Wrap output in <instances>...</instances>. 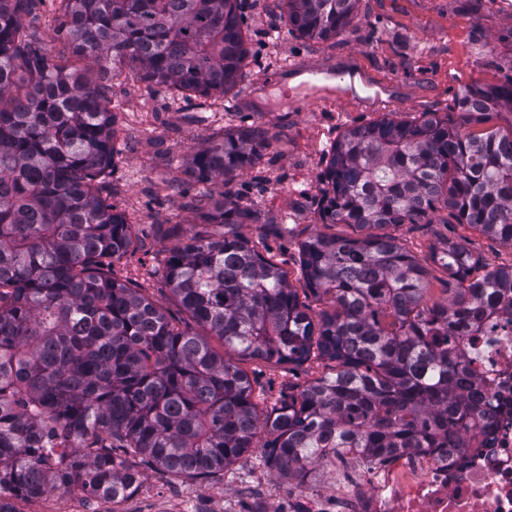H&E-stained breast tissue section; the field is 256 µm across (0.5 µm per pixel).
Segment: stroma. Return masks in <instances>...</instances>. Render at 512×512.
I'll list each match as a JSON object with an SVG mask.
<instances>
[{"instance_id":"35a3bbf8","label":"stroma","mask_w":512,"mask_h":512,"mask_svg":"<svg viewBox=\"0 0 512 512\" xmlns=\"http://www.w3.org/2000/svg\"><path fill=\"white\" fill-rule=\"evenodd\" d=\"M280 0H250L243 26L248 58L245 76L221 98L184 99L149 90L128 74L113 78L108 95L116 114L111 202L131 224L134 254L114 262L113 276L140 289L180 325L190 322L162 278L175 236L198 231L196 208L214 183L185 175L190 154L212 137L239 127H256L268 144L256 164L228 181L240 206L260 209L262 224L238 225V232L263 243L283 269L300 303L311 313L326 307L306 289L300 276V245L314 233L354 235L346 224H322L317 182L336 139L346 130L382 119L402 120L423 112L461 122L457 96L471 84L496 85L512 73V0H359L352 22L336 37L309 40L289 33L279 18ZM61 17L55 0H37L24 22L30 37L65 62L75 63L68 43L57 33ZM275 29L279 39L266 43ZM348 54L356 62L344 78H323L327 96L306 111L290 99L304 94L302 84L269 85L273 72L294 64L324 63ZM373 87H366L362 74ZM365 96L362 104L340 102L333 90ZM427 272V300L446 298L447 275L432 260L445 241L463 244L493 266L512 265V246L450 220L447 210L430 224L393 229ZM264 410L298 394L330 373L332 364L316 358L301 365L243 359ZM260 449L206 480L183 481L142 467L137 492L119 504V512H286L285 483L275 470L260 465ZM18 512H99L98 499L54 493L17 502Z\"/></svg>"}]
</instances>
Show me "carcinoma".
<instances>
[{"instance_id": "obj_1", "label": "carcinoma", "mask_w": 512, "mask_h": 512, "mask_svg": "<svg viewBox=\"0 0 512 512\" xmlns=\"http://www.w3.org/2000/svg\"><path fill=\"white\" fill-rule=\"evenodd\" d=\"M249 0H60L59 28L81 69L34 42V0H0V512L13 500L72 490L119 504L137 463L205 479L263 444L260 462L302 484L343 454L379 464L459 449L491 423V397L463 336L512 323V265L491 266L447 241L433 261L448 298L428 305L426 271L388 227L431 224L439 207L512 246V75L458 96L464 123L436 112L348 130L319 177L324 224L300 245L301 277L328 309L315 318L288 272L237 235L264 224L222 191L197 232L168 249L162 278L207 335L181 328L112 277L134 248L131 225L104 196L114 157L104 81L126 63L150 89L224 96L243 75ZM288 31L328 40L358 0H281ZM267 135L225 133L195 151L189 173L221 180L254 165ZM334 372L263 411L245 371L226 358Z\"/></svg>"}]
</instances>
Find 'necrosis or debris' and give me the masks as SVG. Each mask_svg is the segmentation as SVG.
Masks as SVG:
<instances>
[{
	"label": "necrosis or debris",
	"mask_w": 512,
	"mask_h": 512,
	"mask_svg": "<svg viewBox=\"0 0 512 512\" xmlns=\"http://www.w3.org/2000/svg\"><path fill=\"white\" fill-rule=\"evenodd\" d=\"M482 373L493 393V427L463 451L418 454L415 463L361 464L335 496L306 512H512V324L479 337Z\"/></svg>",
	"instance_id": "necrosis-or-debris-1"
}]
</instances>
